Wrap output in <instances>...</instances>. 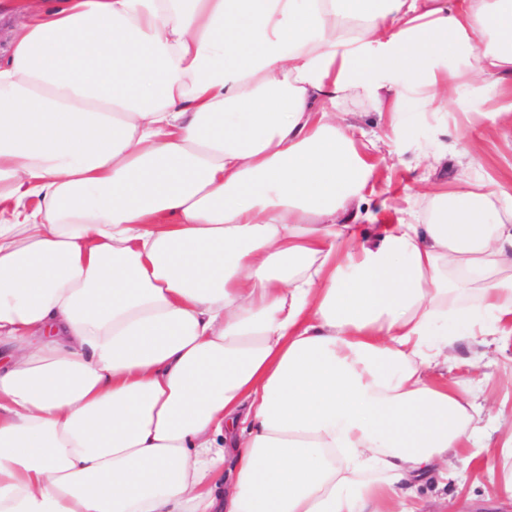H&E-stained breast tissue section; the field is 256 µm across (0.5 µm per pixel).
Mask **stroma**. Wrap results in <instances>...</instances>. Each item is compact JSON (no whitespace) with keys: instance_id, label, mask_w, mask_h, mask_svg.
<instances>
[{"instance_id":"stroma-1","label":"stroma","mask_w":512,"mask_h":512,"mask_svg":"<svg viewBox=\"0 0 512 512\" xmlns=\"http://www.w3.org/2000/svg\"><path fill=\"white\" fill-rule=\"evenodd\" d=\"M512 103V78L506 82L478 80L460 84L455 99L446 106V133L411 126L409 133L418 141L440 139L450 146L461 135H469L478 145L476 161L449 153L434 169L418 166L415 152L404 153L391 160L378 151L379 163L376 192L368 196L365 208L375 210L390 198L415 195L421 181L452 182L462 176L488 183L496 182L512 192V116L502 115L501 107ZM460 360L454 367L457 376L466 375V361L479 358L486 364V378L476 394L478 403L503 411L512 410V339L492 344L462 341L456 351ZM453 476L448 479L422 480L418 499L422 512H453L457 503L470 499L484 504L496 496L503 473L512 469V459L502 457L497 449H486L484 455L473 456L471 449H459L452 459Z\"/></svg>"}]
</instances>
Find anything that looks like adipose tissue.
Here are the masks:
<instances>
[{
    "label": "adipose tissue",
    "instance_id": "adipose-tissue-1",
    "mask_svg": "<svg viewBox=\"0 0 512 512\" xmlns=\"http://www.w3.org/2000/svg\"><path fill=\"white\" fill-rule=\"evenodd\" d=\"M0 512H416L480 443L512 194L362 211L338 114L410 139L512 76V0H0ZM421 107L409 115L407 101ZM350 121L369 133L370 137L379 136L384 138L388 133L385 126V119L378 112L366 103H349L346 106Z\"/></svg>",
    "mask_w": 512,
    "mask_h": 512
}]
</instances>
